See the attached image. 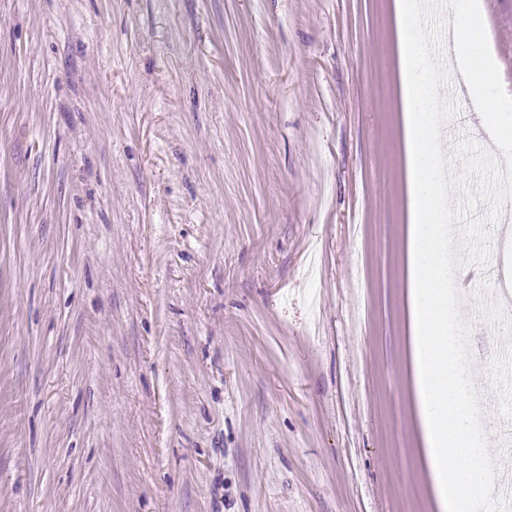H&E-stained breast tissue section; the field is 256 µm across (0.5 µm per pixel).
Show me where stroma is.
<instances>
[{"mask_svg": "<svg viewBox=\"0 0 512 512\" xmlns=\"http://www.w3.org/2000/svg\"><path fill=\"white\" fill-rule=\"evenodd\" d=\"M407 234L395 0H0V512H441Z\"/></svg>", "mask_w": 512, "mask_h": 512, "instance_id": "obj_1", "label": "stroma"}]
</instances>
